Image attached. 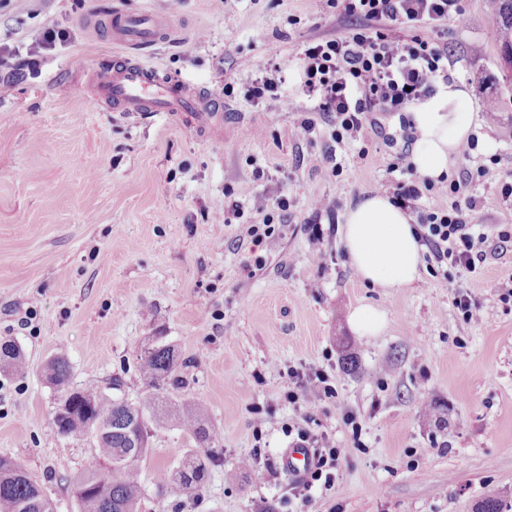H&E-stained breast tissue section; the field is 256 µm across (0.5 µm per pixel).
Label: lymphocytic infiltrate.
I'll return each mask as SVG.
<instances>
[{"label":"lymphocytic infiltrate","mask_w":512,"mask_h":512,"mask_svg":"<svg viewBox=\"0 0 512 512\" xmlns=\"http://www.w3.org/2000/svg\"><path fill=\"white\" fill-rule=\"evenodd\" d=\"M351 20L345 33L309 43L302 52V89L314 100L334 142L359 140L368 112L405 111L434 96L439 83L451 82L448 34L464 17L463 0H334ZM486 166L463 172L448 183L447 208L425 210L422 197L435 188L427 178L397 182L391 194L399 209L417 213L419 241L437 266L475 271L488 241L472 217L477 198L469 185L485 177ZM296 439L314 448L317 464L309 479L292 487L308 500L313 488L336 485L342 449L297 428Z\"/></svg>","instance_id":"1"}]
</instances>
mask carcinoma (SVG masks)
Masks as SVG:
<instances>
[{
  "instance_id": "1",
  "label": "carcinoma",
  "mask_w": 512,
  "mask_h": 512,
  "mask_svg": "<svg viewBox=\"0 0 512 512\" xmlns=\"http://www.w3.org/2000/svg\"><path fill=\"white\" fill-rule=\"evenodd\" d=\"M493 2L495 22L502 34L501 49L505 50L512 47V0ZM140 370L144 389L138 402L131 403L96 389L73 386L71 365L62 355L46 365V379L57 393L51 431L90 440L102 462V466L81 473L72 484L81 512H138L142 487L137 467L128 459L132 453L146 456L155 426H182L199 447L186 453L179 466L160 474V493L187 498L197 495L211 468L224 464L221 434L211 425L206 405L168 395V390H176L183 383L174 347L156 337L140 357ZM0 371L16 377L28 373L26 357L13 341L0 342ZM22 471V463L0 456V512H44L38 501L42 489L23 477Z\"/></svg>"
}]
</instances>
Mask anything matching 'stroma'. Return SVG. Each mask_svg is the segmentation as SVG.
Listing matches in <instances>:
<instances>
[{
  "label": "stroma",
  "mask_w": 512,
  "mask_h": 512,
  "mask_svg": "<svg viewBox=\"0 0 512 512\" xmlns=\"http://www.w3.org/2000/svg\"><path fill=\"white\" fill-rule=\"evenodd\" d=\"M463 6L448 71L471 94L473 163L489 166L470 187L487 257L444 277L424 264L413 284L384 289L355 274L342 230L349 206L409 177L393 165L399 113H369L361 143L333 144L322 122L310 140L291 138L311 107L300 51L346 28L330 0H0V43L20 54L38 30L70 34L0 95V340L29 363L22 378L0 372V456L20 461L57 512H81L71 482L98 460L89 441L51 432L47 361L65 355L75 387L133 402L139 352L157 336L183 363L174 398L207 404L224 463L198 498L160 496L158 472L197 445L155 429L140 512H478L489 495L512 505V302L471 325L453 304L459 291L486 304L512 289V242L496 237L512 225L500 194L512 181V85L487 0ZM118 9L168 22L171 36L144 58L221 100L223 131L96 104L79 70L111 62L104 20ZM269 63L277 98L246 102ZM330 147L342 172L328 180L314 165ZM282 196L287 218L254 206ZM251 224L275 231L256 245L243 236ZM362 305L383 312L379 334L352 328ZM319 370L335 397H319ZM295 423L345 451L335 489L306 501L276 463Z\"/></svg>",
  "instance_id": "35a3bbf8"
}]
</instances>
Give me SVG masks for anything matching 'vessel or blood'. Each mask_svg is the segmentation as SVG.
<instances>
[{
    "label": "vessel or blood",
    "mask_w": 512,
    "mask_h": 512,
    "mask_svg": "<svg viewBox=\"0 0 512 512\" xmlns=\"http://www.w3.org/2000/svg\"><path fill=\"white\" fill-rule=\"evenodd\" d=\"M163 34L152 13L115 11L112 36L127 53L114 58L111 66L88 70V82L97 100L110 103L113 111L132 116L170 112L199 121L208 111L206 101L185 82L137 55L138 50L160 42ZM280 462L289 476L300 478L312 471L315 457L311 448L294 444L284 450Z\"/></svg>",
    "instance_id": "vessel-or-blood-1"
}]
</instances>
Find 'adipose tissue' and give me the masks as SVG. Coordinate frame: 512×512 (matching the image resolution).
Returning <instances> with one entry per match:
<instances>
[{"label":"adipose tissue","instance_id":"adipose-tissue-1","mask_svg":"<svg viewBox=\"0 0 512 512\" xmlns=\"http://www.w3.org/2000/svg\"><path fill=\"white\" fill-rule=\"evenodd\" d=\"M470 94L452 79L437 94L412 105L418 132L412 151L416 171L436 179L449 172L460 145L471 133ZM343 238L360 279L383 288H400L417 280L421 250L410 218L386 194L364 197L346 215Z\"/></svg>","mask_w":512,"mask_h":512}]
</instances>
